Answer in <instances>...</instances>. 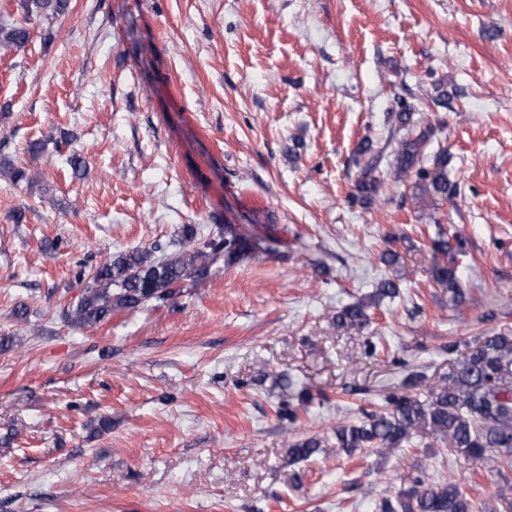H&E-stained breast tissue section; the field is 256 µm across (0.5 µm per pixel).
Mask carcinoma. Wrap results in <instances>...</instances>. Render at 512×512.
Listing matches in <instances>:
<instances>
[{
	"label": "carcinoma",
	"instance_id": "carcinoma-1",
	"mask_svg": "<svg viewBox=\"0 0 512 512\" xmlns=\"http://www.w3.org/2000/svg\"><path fill=\"white\" fill-rule=\"evenodd\" d=\"M70 0H21L26 18L45 21L66 14ZM27 26H0V46L28 43ZM415 111L402 106L391 113L397 130L415 125ZM433 135L430 128L416 136L402 135L393 148L397 179L414 176L413 197L422 208H438L453 202L448 183V151L440 149L423 160L424 149ZM358 154L367 158L362 165L353 199L368 204L378 192L379 154L372 141L363 140ZM259 242L242 234L234 224L218 227L216 234H203L193 224H185L177 239L157 242L112 255L89 274V282L77 303L64 310L74 326L93 328L121 310H133L150 302H164L180 291L186 281L205 278L219 258L227 263L252 255ZM432 255L428 269L433 285L448 293L456 307L465 301L457 277L461 242L453 243L440 232L430 240ZM399 284L391 279L336 313V325L362 331L373 310L385 299L399 295ZM337 448L346 455L372 451L385 455L396 449L415 446L426 439L445 445L453 455L472 461L489 456L512 465V335L497 333L476 338V348L448 375L433 382L427 375L410 369L401 384L385 397L384 405L363 412V419L335 430ZM315 436L302 437L288 449L290 458L308 460L320 449ZM375 512H483L459 482H433L421 472L395 499L382 498Z\"/></svg>",
	"mask_w": 512,
	"mask_h": 512
}]
</instances>
